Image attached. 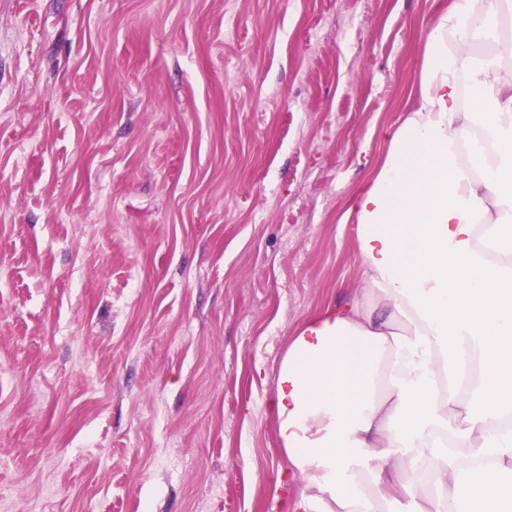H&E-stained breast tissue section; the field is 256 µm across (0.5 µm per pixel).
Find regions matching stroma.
Segmentation results:
<instances>
[{
  "label": "stroma",
  "mask_w": 512,
  "mask_h": 512,
  "mask_svg": "<svg viewBox=\"0 0 512 512\" xmlns=\"http://www.w3.org/2000/svg\"><path fill=\"white\" fill-rule=\"evenodd\" d=\"M432 0H0V512H290L293 338Z\"/></svg>",
  "instance_id": "obj_1"
}]
</instances>
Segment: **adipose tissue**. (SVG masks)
I'll list each match as a JSON object with an SVG mask.
<instances>
[{
  "label": "adipose tissue",
  "mask_w": 512,
  "mask_h": 512,
  "mask_svg": "<svg viewBox=\"0 0 512 512\" xmlns=\"http://www.w3.org/2000/svg\"><path fill=\"white\" fill-rule=\"evenodd\" d=\"M417 87L344 215L369 299L279 368L292 512H512V0L440 6Z\"/></svg>",
  "instance_id": "adipose-tissue-1"
}]
</instances>
